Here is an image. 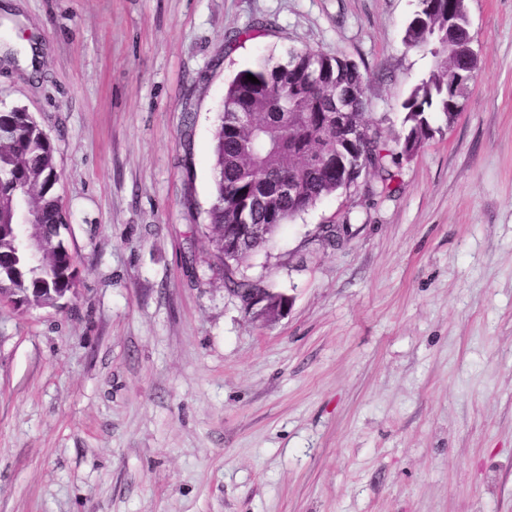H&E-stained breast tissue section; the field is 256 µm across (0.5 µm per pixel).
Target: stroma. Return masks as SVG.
Segmentation results:
<instances>
[{
  "label": "stroma",
  "mask_w": 512,
  "mask_h": 512,
  "mask_svg": "<svg viewBox=\"0 0 512 512\" xmlns=\"http://www.w3.org/2000/svg\"><path fill=\"white\" fill-rule=\"evenodd\" d=\"M478 76L454 122L338 191L243 265L204 236L236 73L311 48L356 62L387 141L431 59L418 0H20L0 109L60 179L77 294L0 305V512H512V0H466ZM255 39L225 52L233 31Z\"/></svg>",
  "instance_id": "obj_1"
}]
</instances>
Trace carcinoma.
Wrapping results in <instances>:
<instances>
[{
  "mask_svg": "<svg viewBox=\"0 0 512 512\" xmlns=\"http://www.w3.org/2000/svg\"><path fill=\"white\" fill-rule=\"evenodd\" d=\"M461 12L465 0H419V10L405 28L404 44L433 59V68L404 101L410 124L401 153L411 157L432 137L427 113L441 112L448 123L458 116L448 104V81L455 75L476 76L477 56L463 48L448 56V10ZM258 22L228 36L226 44H242L264 30ZM251 74L259 80L247 81ZM359 66L311 49L292 50L283 61L264 59L239 71L228 84L213 133L214 192L208 216V241L224 261V238L235 233L239 211L247 205L250 223L262 233L243 240L234 268L224 269V286L244 297L259 284L240 273L239 266L264 249L282 224L325 197L347 189L356 178L344 179L323 157L335 156L343 145L336 126V100L345 101L346 123L362 130L358 158L376 182L369 196L391 195L395 161L380 131L369 121ZM248 121H237V113ZM57 177L50 140L25 109L0 110V296L27 307H58L76 288L73 257L61 238L66 218L53 193ZM288 180L294 194L267 191ZM45 241L31 256L24 234Z\"/></svg>",
  "mask_w": 512,
  "mask_h": 512,
  "instance_id": "obj_1",
  "label": "carcinoma"
}]
</instances>
